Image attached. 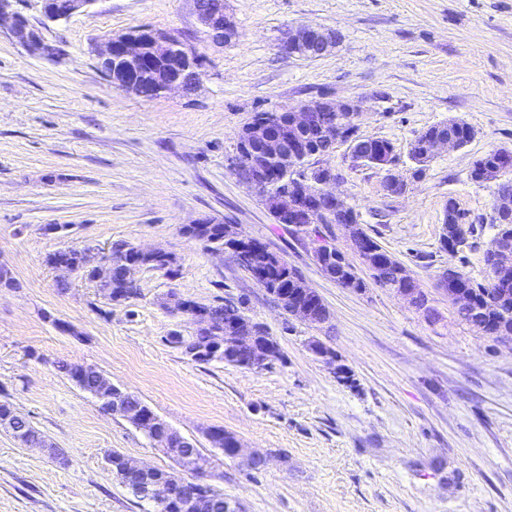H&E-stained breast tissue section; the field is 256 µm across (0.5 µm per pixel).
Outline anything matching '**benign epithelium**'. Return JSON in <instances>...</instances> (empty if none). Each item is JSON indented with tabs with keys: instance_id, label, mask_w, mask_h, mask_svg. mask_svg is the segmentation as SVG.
<instances>
[{
	"instance_id": "benign-epithelium-1",
	"label": "benign epithelium",
	"mask_w": 512,
	"mask_h": 512,
	"mask_svg": "<svg viewBox=\"0 0 512 512\" xmlns=\"http://www.w3.org/2000/svg\"><path fill=\"white\" fill-rule=\"evenodd\" d=\"M12 0H0V25L7 22L15 39L26 50L37 56L50 57L54 48L45 44L27 19L11 11ZM44 15L53 21L65 20L80 12L97 0H42ZM194 7L200 22L208 29L212 41L217 44L230 41L236 36L234 23L224 12V0H194ZM338 35L332 30L320 26H299L288 30V38L281 48L289 54H301L308 57H320L335 47ZM102 71L109 83L117 90L133 93L140 97L157 96L171 90L190 92L201 79L202 59L194 51L187 48L178 39L155 32L146 27H139L117 38H109L99 52ZM315 112H340V121L320 130L317 149L310 151L300 142V132L307 128ZM358 111L354 105L343 102L336 103L320 97L293 109L288 121L284 122L276 115L265 117L262 121H251L243 131L247 133L244 150L238 152L235 174L239 180L253 186L264 179V175L256 174V170L248 153L255 148L272 149L288 155L292 160L310 159L312 156H328L335 150L336 144L346 141L350 144L351 156L356 162H373L381 167L391 164L390 157L372 158L367 141L357 135L356 118ZM335 171L323 165L311 164L303 169V176L296 185V194L288 197L270 191L263 198L272 214L282 224H313L316 219L314 204H319L322 213L328 220H334L335 211L347 206V202L336 194ZM351 250L357 254L362 264L371 272L373 280H386V268L378 257L379 251L368 246L361 235L358 224L344 223ZM311 252L316 262L336 248L331 238L319 233L310 236ZM91 263L95 268L94 281L106 285L112 281L113 275L119 274L130 284H136L137 265H126L117 262L112 256V249L95 251L86 249ZM488 265L497 269L501 276L508 277L512 273V234L498 235L488 250ZM395 281L390 288L399 296L416 306L421 303L418 294L419 285L402 263L393 260ZM263 328L253 327L245 333L234 337L237 350L250 356V365L261 369L268 365L274 350L268 344L259 342ZM137 426L160 447L164 448L170 440L169 425L153 412H146L136 419ZM232 448L225 456L238 459L244 465L265 466L266 458L242 448L237 438L231 439ZM122 477L126 483L135 486L141 497L157 503L160 512H180L189 506L186 497L163 477L160 470L137 464L133 460L123 458Z\"/></svg>"
}]
</instances>
